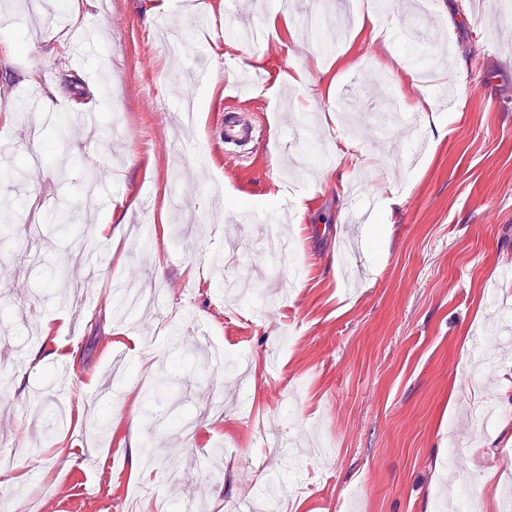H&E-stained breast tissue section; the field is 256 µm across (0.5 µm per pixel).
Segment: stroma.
<instances>
[{"instance_id":"35a3bbf8","label":"stroma","mask_w":512,"mask_h":512,"mask_svg":"<svg viewBox=\"0 0 512 512\" xmlns=\"http://www.w3.org/2000/svg\"><path fill=\"white\" fill-rule=\"evenodd\" d=\"M501 2L392 0L354 15L336 44L332 0L277 20L271 0H237L233 20L224 0H85L77 18L0 0V112L13 114L0 150L12 208L0 455L13 459L0 512H72L76 466L102 512H183L198 494L227 512L271 490L277 512H440L456 508L461 482L512 465V387L500 379L512 345L494 349L489 385L469 380L475 339L512 305ZM312 11L323 29L307 41ZM252 19L276 24L255 50L233 35ZM162 33L189 40V55L165 54ZM89 34L94 52L76 57ZM202 68L213 80L190 82ZM363 74L418 126L389 139L351 130L342 92ZM189 93L200 109L182 127L172 114ZM228 99L266 128L244 164L215 136ZM88 109L93 131L73 119ZM347 141L367 165L342 155ZM362 172L381 203L372 223L351 224ZM60 206L79 235L44 229ZM272 219L292 244L276 258L261 243ZM116 282L164 290L163 303L119 317ZM191 322L222 346L223 372L169 343ZM114 346L127 352L118 367ZM487 396L499 414L482 431L473 409ZM102 414L106 430H93ZM458 441L472 451L452 465ZM135 453L176 461L177 480L135 469Z\"/></svg>"}]
</instances>
